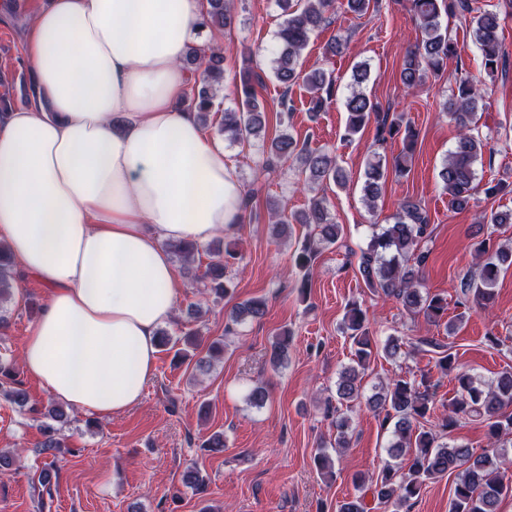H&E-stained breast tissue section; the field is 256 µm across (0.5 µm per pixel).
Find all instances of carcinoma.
<instances>
[{"instance_id": "1", "label": "carcinoma", "mask_w": 512, "mask_h": 512, "mask_svg": "<svg viewBox=\"0 0 512 512\" xmlns=\"http://www.w3.org/2000/svg\"><path fill=\"white\" fill-rule=\"evenodd\" d=\"M413 8L422 33V40L406 54L400 81L404 88L413 90L426 82L431 75L445 70L448 58L456 54L448 26L442 25V15L470 18L473 38L478 45L485 66L494 69L501 53L499 17L493 9L477 10L470 0H412ZM286 13V19L276 33L277 45L273 74L282 86L280 112L291 117L295 112L294 101L288 91L296 84L309 94L310 112H323L331 103L336 82L332 74L322 69L306 70L301 62L314 32L324 19V14L335 8L336 0H277ZM235 24L230 0H206L201 26L212 31H224ZM226 58L218 46L203 45L190 48L185 64L203 68L205 77L194 84L191 95L185 98L188 106L195 109L197 120L208 125L218 93L224 89V63ZM368 79L367 66H357L353 83L345 97L347 119L343 138L352 141L370 121L376 123L375 141L382 144L389 139L403 136L404 153L389 160L375 152L365 169L363 200L369 209L375 208L381 184L388 173L400 176L408 172L406 157L414 150L416 131L404 113H388L369 98L362 90ZM264 82L263 74L256 71L251 56L243 57L242 66L232 78L235 108L224 111L220 131L232 142L248 144L260 137L265 126V109L257 99L255 86ZM457 93L444 104L443 112L457 125L456 144L445 159L439 172L443 188L448 193V206L463 210L476 200L480 192L495 196L505 192L508 185L491 180L480 184L476 178L475 164L482 156L484 139L476 127L475 117L480 90L467 79L459 81ZM266 159L262 168L274 172L277 168L295 161L306 180L324 184L332 182L339 187L347 179L335 158L328 154L301 146L291 134L275 137L264 150ZM275 211V232L288 233L292 224L306 226L303 244L295 258L296 266L309 268L323 245H334L341 235L340 225L330 217L326 198L313 197L307 209L300 214H290L279 206ZM429 217L420 204L405 201L394 216V222L374 225L371 238L359 257V271L367 288L385 298L393 299L407 309L423 313L427 322L434 326L445 325L448 335L455 334L464 315L445 320L448 301L439 295H425L421 291L422 272L428 253L422 244L430 235ZM166 247L181 260L196 261L199 246L189 241L168 242ZM240 258L236 249L224 248V256L208 262L199 275L206 290L220 297L228 291L227 267L230 261ZM477 271L466 273L460 280L459 304L472 302L480 309L494 305V288L502 269L512 266V247L498 245L492 238L475 245ZM13 261L8 249L0 245V301L10 293V270ZM266 303L251 299L232 310L234 322L264 316ZM343 330L354 347V365L340 372L336 383V447L348 446V429L351 414L361 398L360 371L368 368L378 351L387 358L401 353L419 352L434 354V367L442 376H453L457 394L448 403L438 428L443 432L453 429L459 420L479 421L487 427L489 439L499 442L512 436V370L501 372L495 379L482 382L472 374L458 368L455 354L450 347L433 336H390L383 348H378L369 326L367 311L361 302L351 301L346 308ZM291 332L286 330L271 346L270 362L277 367L284 363L288 353ZM11 376V370L0 364V395L13 403L24 406L28 396L21 383L13 381V387L4 388L3 378ZM435 387L431 371H422L417 377H400L378 388L368 400L374 411H383L382 425L391 428L392 441L388 452L396 462H388L375 478L359 475L354 483L360 494L336 505V512H367L366 492L383 505L401 512L421 495L427 482L455 474L456 481L449 512H499L504 498L512 494V477L507 475L508 449L495 448L481 454L465 444L438 442V432L425 426L427 417L434 411ZM44 440L40 451L54 453L61 447L55 437L54 427L42 425Z\"/></svg>"}]
</instances>
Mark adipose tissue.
I'll return each mask as SVG.
<instances>
[{
    "label": "adipose tissue",
    "mask_w": 512,
    "mask_h": 512,
    "mask_svg": "<svg viewBox=\"0 0 512 512\" xmlns=\"http://www.w3.org/2000/svg\"><path fill=\"white\" fill-rule=\"evenodd\" d=\"M202 0H48L37 101L0 119V243L49 290L26 373L72 408L137 406L181 282L166 242L232 229L242 187L181 100Z\"/></svg>",
    "instance_id": "ef3b65f1"
}]
</instances>
